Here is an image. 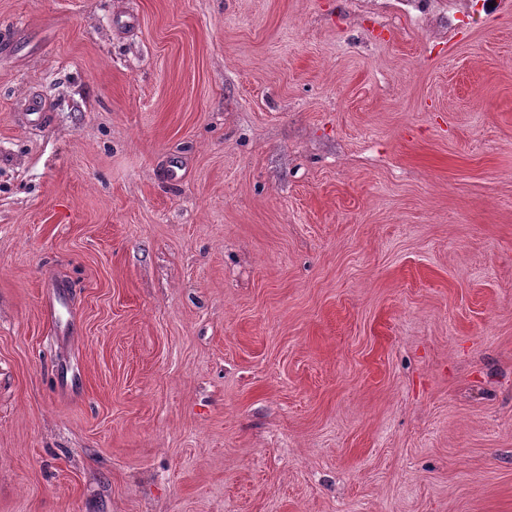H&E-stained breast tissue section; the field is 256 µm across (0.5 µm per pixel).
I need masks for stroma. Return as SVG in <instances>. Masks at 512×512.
<instances>
[{
	"mask_svg": "<svg viewBox=\"0 0 512 512\" xmlns=\"http://www.w3.org/2000/svg\"><path fill=\"white\" fill-rule=\"evenodd\" d=\"M0 512H512V0H0Z\"/></svg>",
	"mask_w": 512,
	"mask_h": 512,
	"instance_id": "stroma-1",
	"label": "stroma"
}]
</instances>
